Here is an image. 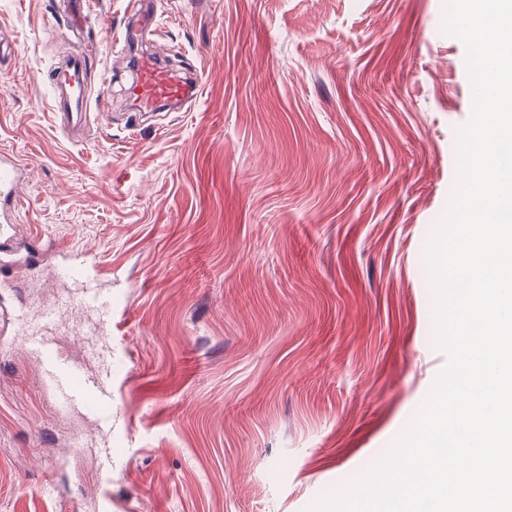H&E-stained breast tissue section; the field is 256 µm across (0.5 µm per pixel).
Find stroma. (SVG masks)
Instances as JSON below:
<instances>
[{"instance_id":"1","label":"stroma","mask_w":512,"mask_h":512,"mask_svg":"<svg viewBox=\"0 0 512 512\" xmlns=\"http://www.w3.org/2000/svg\"><path fill=\"white\" fill-rule=\"evenodd\" d=\"M0 0V151L24 168L0 288V512H305L389 451L448 364L427 246L473 89L444 0ZM201 75L196 102L130 108L113 34ZM108 85L63 133L41 82L69 56ZM112 272L123 463L57 412L20 328L58 250ZM89 447L76 451L74 436Z\"/></svg>"}]
</instances>
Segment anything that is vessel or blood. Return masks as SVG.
I'll return each mask as SVG.
<instances>
[{"label":"vessel or blood","instance_id":"vessel-or-blood-1","mask_svg":"<svg viewBox=\"0 0 512 512\" xmlns=\"http://www.w3.org/2000/svg\"><path fill=\"white\" fill-rule=\"evenodd\" d=\"M136 78L129 93L141 108L150 109L158 103L197 98L198 80L177 77L163 66L157 56L140 59L135 67ZM87 58L78 55L64 66L47 71L45 84L54 93V110L67 125H86L91 115L86 96ZM21 165L19 161L0 157V204L15 206L19 197ZM61 289L52 307L29 314L22 326L26 348L42 367L43 378L53 394L57 410H76L90 418L95 428L109 433L121 417L112 395V345L107 337L112 332V291L102 287L99 275L90 274L80 253H70L54 269ZM81 311L84 322L80 340L98 364L97 371H88L85 363L71 358L62 348L63 336L69 335L65 321L73 311Z\"/></svg>","mask_w":512,"mask_h":512}]
</instances>
